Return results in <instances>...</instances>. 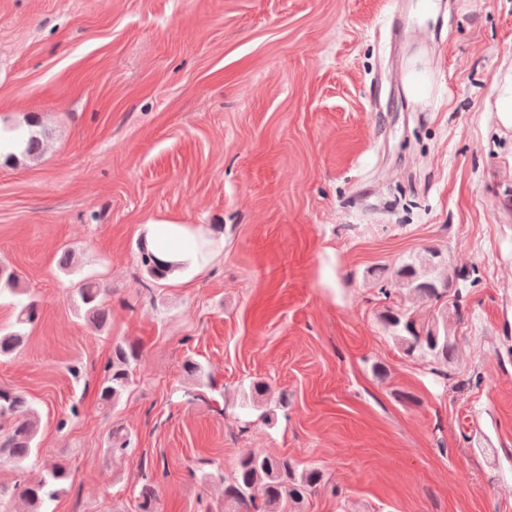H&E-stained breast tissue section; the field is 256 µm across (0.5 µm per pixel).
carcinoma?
Listing matches in <instances>:
<instances>
[{"label": "carcinoma", "mask_w": 512, "mask_h": 512, "mask_svg": "<svg viewBox=\"0 0 512 512\" xmlns=\"http://www.w3.org/2000/svg\"><path fill=\"white\" fill-rule=\"evenodd\" d=\"M138 250L146 279L163 280L176 269L173 263L149 249L146 242H140ZM378 279L386 284L395 280L416 297L439 305L437 315L427 322L418 321L403 305L386 309L381 320L405 355L426 358L436 365L435 372L448 376L456 351L448 322L460 319L463 298L462 289L452 287L448 254L429 248L401 262L390 277L380 274ZM73 292L87 324L98 331L104 330L112 320V313L106 304V288L102 283L85 279ZM4 293L20 297L15 321L0 327V359H9L24 345L26 328L39 320L41 300L20 287V279L14 272L0 267V295ZM142 357V350L135 343L114 345L99 386L102 405H115L132 387L134 371ZM182 369L195 385H211L210 375L199 362L188 359ZM39 425V411L23 393L0 388V462L11 465L17 473L13 486L0 485V509L4 512H9L16 500L24 506L23 512H46L47 504L72 480L71 469L62 463L38 478L29 477L28 463L37 453ZM132 451V438L113 432L106 440L103 457L109 462ZM322 480L323 474L316 467L300 470L286 457L275 456L261 448H247L238 456L231 479L224 483V501L229 504L230 512L243 509L246 512H294L316 492ZM137 499L138 512H158L159 492L153 480H143Z\"/></svg>", "instance_id": "carcinoma-1"}]
</instances>
